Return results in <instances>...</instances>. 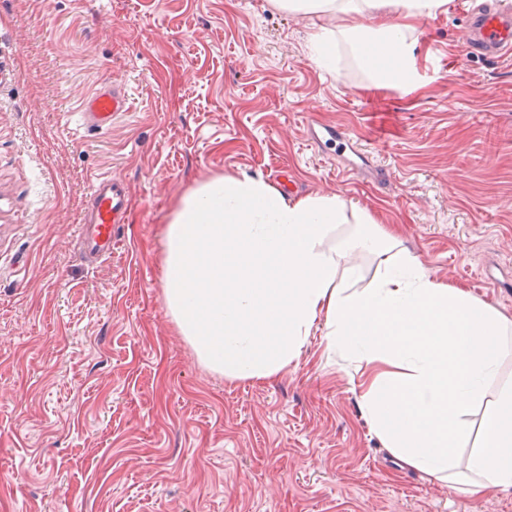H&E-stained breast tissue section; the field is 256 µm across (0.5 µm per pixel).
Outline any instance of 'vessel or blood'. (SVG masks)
Wrapping results in <instances>:
<instances>
[{
	"label": "vessel or blood",
	"mask_w": 512,
	"mask_h": 512,
	"mask_svg": "<svg viewBox=\"0 0 512 512\" xmlns=\"http://www.w3.org/2000/svg\"><path fill=\"white\" fill-rule=\"evenodd\" d=\"M472 32L468 48L475 55L501 57L512 53V7L498 0H474L466 11ZM129 108L126 89L102 84L79 106V125L89 132L110 129L113 120ZM91 213L81 227L80 239L85 257L100 262L111 257L117 242L115 228L122 223L130 205L124 180L112 175L97 176L91 183Z\"/></svg>",
	"instance_id": "b4317fda"
}]
</instances>
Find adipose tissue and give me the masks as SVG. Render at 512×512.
<instances>
[{
	"label": "adipose tissue",
	"mask_w": 512,
	"mask_h": 512,
	"mask_svg": "<svg viewBox=\"0 0 512 512\" xmlns=\"http://www.w3.org/2000/svg\"><path fill=\"white\" fill-rule=\"evenodd\" d=\"M450 2L271 0L320 18L309 35L316 67L329 68L343 44L371 85L404 90L420 81L422 24ZM162 244L168 309L207 367L271 379L324 323L330 347L369 366L361 412L403 466L473 491H512V383L500 379L512 322L428 273L370 206L291 196L259 173L218 176L182 198ZM367 253L377 268L364 288Z\"/></svg>",
	"instance_id": "ef3b65f1"
}]
</instances>
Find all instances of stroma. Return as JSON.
<instances>
[{
	"instance_id": "stroma-1",
	"label": "stroma",
	"mask_w": 512,
	"mask_h": 512,
	"mask_svg": "<svg viewBox=\"0 0 512 512\" xmlns=\"http://www.w3.org/2000/svg\"><path fill=\"white\" fill-rule=\"evenodd\" d=\"M465 2L425 27L403 92L366 86L342 48L335 73L315 68L310 20L270 0H0V512H512V492L399 468L325 329L272 380H229L161 282L186 194L284 164L290 194L369 205L512 319V57L467 54ZM104 82L132 109L82 136ZM312 124L351 133L389 181L348 174ZM102 172L131 203L95 264L76 242Z\"/></svg>"
}]
</instances>
